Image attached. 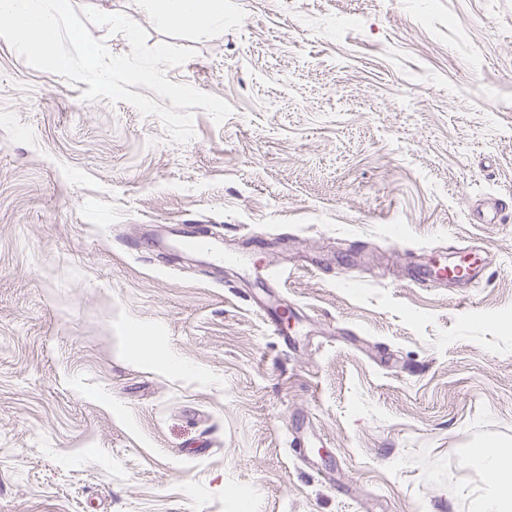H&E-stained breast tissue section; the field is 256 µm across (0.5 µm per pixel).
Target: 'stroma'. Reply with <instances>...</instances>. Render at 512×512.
Listing matches in <instances>:
<instances>
[{
    "label": "stroma",
    "instance_id": "obj_1",
    "mask_svg": "<svg viewBox=\"0 0 512 512\" xmlns=\"http://www.w3.org/2000/svg\"><path fill=\"white\" fill-rule=\"evenodd\" d=\"M72 3L194 48L168 79L232 112L177 144L0 38V512H477L473 449L512 444V0ZM178 224L223 266L158 258ZM152 8L165 23L207 27L224 21V0H153ZM179 246L184 249L207 251L211 261H223L224 250L216 244L211 243L197 230L181 231Z\"/></svg>",
    "mask_w": 512,
    "mask_h": 512
}]
</instances>
